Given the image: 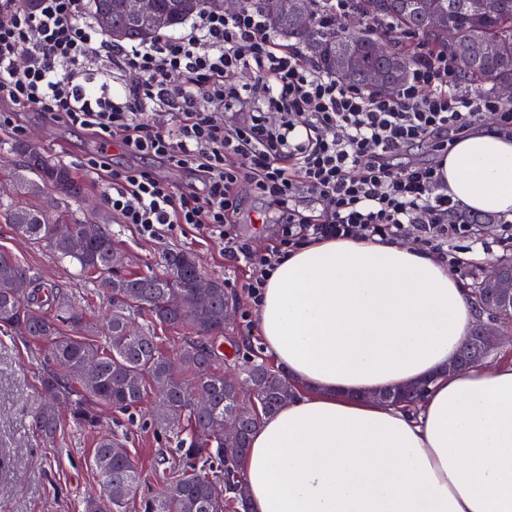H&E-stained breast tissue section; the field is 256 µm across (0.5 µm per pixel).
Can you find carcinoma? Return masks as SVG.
I'll use <instances>...</instances> for the list:
<instances>
[{"instance_id":"1","label":"carcinoma","mask_w":512,"mask_h":512,"mask_svg":"<svg viewBox=\"0 0 512 512\" xmlns=\"http://www.w3.org/2000/svg\"><path fill=\"white\" fill-rule=\"evenodd\" d=\"M122 2L90 0L97 25L111 28L118 43L149 41L139 25L125 16ZM179 4L180 0H154L157 12L165 17L164 28L186 20ZM428 4L456 32L457 46L428 32L427 11L418 0H360L359 12L366 21H393L395 29L385 35L395 41L402 31L415 34L429 52L454 60L463 80L471 85L495 90L512 82V0H494L489 8L483 7V0H428ZM292 6L278 30L311 53L323 69L344 73L348 83L374 91L369 78L380 73L396 86L403 81L399 68L409 70L416 62L402 46L394 59L378 55L374 32L367 26L355 29L344 22L334 25L316 18V13L329 10L322 0H293ZM297 11L310 17L309 27L302 31L293 28ZM493 42L504 47L503 55H485L484 47ZM5 146L22 157L23 164L7 173L13 195L0 197V217L59 260L79 266L80 275L96 294L112 300L105 322L93 326L82 306L61 286L39 281L13 253L0 251V327L15 329L32 343L46 346L55 364L72 378L69 382L55 371L42 378L43 405L33 418L38 436L54 441L62 422L59 403L66 405L74 427L92 430L100 424L102 407L128 412L152 393L158 402L151 416L154 429L170 433L183 427L189 438L178 440L175 458L160 460L163 487L140 500V512H231L238 459L264 417L291 398L288 378L256 360L245 362L244 377L255 389L258 411L242 416L238 438L224 439V412L236 407L235 392L224 383L214 348L227 327L224 281L214 280L212 291L199 295L193 254L179 248L165 251L158 272L123 273L111 262L116 246L112 233L104 232L95 240L85 238V221L70 210L85 193L72 167L24 139H12ZM17 282L28 285L21 298L13 292ZM141 310L149 320L131 334L126 323L132 312ZM166 331L177 334L179 340L173 356L163 348ZM198 390L209 395L205 409L193 406L192 395ZM123 444L124 438L116 434L97 441L92 462L103 496L86 500L84 512H123L141 483L138 462ZM205 467L213 469L214 475L203 477Z\"/></svg>"}]
</instances>
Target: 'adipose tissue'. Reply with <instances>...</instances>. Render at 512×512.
I'll return each instance as SVG.
<instances>
[{"instance_id":"1","label":"adipose tissue","mask_w":512,"mask_h":512,"mask_svg":"<svg viewBox=\"0 0 512 512\" xmlns=\"http://www.w3.org/2000/svg\"><path fill=\"white\" fill-rule=\"evenodd\" d=\"M440 172L460 207L512 220L511 136L455 142ZM476 321L427 250L352 238L288 253L256 331L305 393L251 437L248 512H512V366L448 370ZM419 382L416 408L374 399Z\"/></svg>"}]
</instances>
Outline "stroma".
Instances as JSON below:
<instances>
[{"label":"stroma","instance_id":"stroma-1","mask_svg":"<svg viewBox=\"0 0 512 512\" xmlns=\"http://www.w3.org/2000/svg\"><path fill=\"white\" fill-rule=\"evenodd\" d=\"M34 138L48 154L70 164L84 181L88 199L79 209L92 223L111 229L126 252L124 269L130 273L158 271L160 258L170 248L196 254L203 273L224 282V291L235 308V317L217 342L221 364L230 368L240 359L257 355L256 308L245 283L249 269L231 260L223 244L210 239L190 224L158 237L142 236L131 224L122 223L103 197L88 159L97 156L98 145L84 131L62 124H47L41 113H22L18 127L0 129V139ZM14 253L31 266L37 277L59 284L79 300L91 323H99L109 303L94 293L90 282L75 267L60 263L46 248L19 236L13 225L0 219V250ZM47 347L35 345L17 332L0 330V512H83L82 502L100 494L98 477L91 465L97 435L63 423L53 443H45L33 431V416L41 406L40 380L52 369ZM153 406L145 400L126 414L104 409L105 420L138 461L142 481L139 497L160 486L157 462L171 456L173 440L156 434L145 420Z\"/></svg>","mask_w":512,"mask_h":512}]
</instances>
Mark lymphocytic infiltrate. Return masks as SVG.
I'll return each instance as SVG.
<instances>
[{
  "mask_svg": "<svg viewBox=\"0 0 512 512\" xmlns=\"http://www.w3.org/2000/svg\"><path fill=\"white\" fill-rule=\"evenodd\" d=\"M88 0H39L37 10L0 0V126L33 110L85 130L104 152L90 168L123 223L158 237L192 224L252 270L259 301L288 252L325 239L413 238L443 249L480 244L457 221L435 157L495 115L512 130V106L463 90L446 56L421 53L390 95L340 83L281 43L250 6L207 7L177 33L115 45ZM189 173L183 187L153 171L113 168L106 147ZM428 160H407L418 147ZM270 199L281 232L271 251L237 231L240 184Z\"/></svg>",
  "mask_w": 512,
  "mask_h": 512,
  "instance_id": "1",
  "label": "lymphocytic infiltrate"
}]
</instances>
